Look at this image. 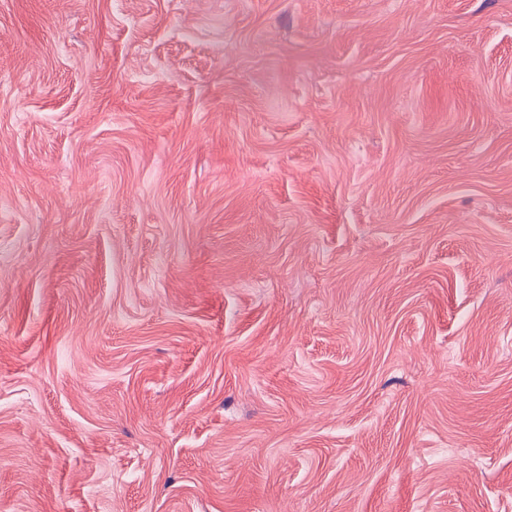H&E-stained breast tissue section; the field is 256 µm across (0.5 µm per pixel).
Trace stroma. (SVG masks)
Returning <instances> with one entry per match:
<instances>
[{
	"instance_id": "stroma-1",
	"label": "stroma",
	"mask_w": 512,
	"mask_h": 512,
	"mask_svg": "<svg viewBox=\"0 0 512 512\" xmlns=\"http://www.w3.org/2000/svg\"><path fill=\"white\" fill-rule=\"evenodd\" d=\"M0 512H512V0H0Z\"/></svg>"
}]
</instances>
